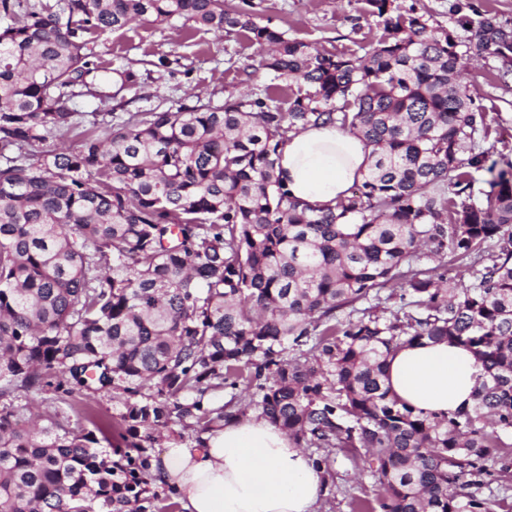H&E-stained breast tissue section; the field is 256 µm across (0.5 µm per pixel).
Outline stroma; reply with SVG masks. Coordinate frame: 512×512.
<instances>
[{
    "label": "stroma",
    "mask_w": 512,
    "mask_h": 512,
    "mask_svg": "<svg viewBox=\"0 0 512 512\" xmlns=\"http://www.w3.org/2000/svg\"><path fill=\"white\" fill-rule=\"evenodd\" d=\"M258 23H271L286 36L336 53L360 56L380 35L365 17L360 0H252ZM102 63L113 68L133 67L138 84L125 90L129 112L176 109L186 98L222 104L232 92L263 87L273 81L259 66L260 52L242 31L218 35L188 29L182 21L134 23L102 35L97 41ZM173 60V68L159 59ZM470 85L477 104L494 118L485 145L497 162L512 161V78L500 80L499 58L489 55ZM327 494L319 512H356L359 500L376 496L379 486L361 461L333 452L326 473Z\"/></svg>",
    "instance_id": "obj_1"
}]
</instances>
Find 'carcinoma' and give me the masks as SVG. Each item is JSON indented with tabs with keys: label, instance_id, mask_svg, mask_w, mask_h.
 <instances>
[{
	"label": "carcinoma",
	"instance_id": "obj_1",
	"mask_svg": "<svg viewBox=\"0 0 512 512\" xmlns=\"http://www.w3.org/2000/svg\"><path fill=\"white\" fill-rule=\"evenodd\" d=\"M362 2L381 35L347 57L224 0H0V512H172L148 449L174 418L194 442L223 427L242 408L208 397L241 385L296 447L376 464L358 512H495L481 489L512 447V162L482 148L494 118L459 81L454 31ZM449 13L471 57L512 75V26ZM172 19L249 33L278 84L78 122L98 35ZM329 124L371 164L314 208L276 164ZM448 257L473 261L471 286L439 272ZM387 288L399 304L364 306ZM425 340L477 356L472 407L430 417L391 395L387 358ZM101 394L121 397L117 420Z\"/></svg>",
	"mask_w": 512,
	"mask_h": 512
}]
</instances>
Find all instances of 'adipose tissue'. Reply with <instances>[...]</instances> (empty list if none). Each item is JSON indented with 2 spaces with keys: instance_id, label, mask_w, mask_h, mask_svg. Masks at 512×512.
I'll return each mask as SVG.
<instances>
[{
  "instance_id": "adipose-tissue-1",
  "label": "adipose tissue",
  "mask_w": 512,
  "mask_h": 512,
  "mask_svg": "<svg viewBox=\"0 0 512 512\" xmlns=\"http://www.w3.org/2000/svg\"><path fill=\"white\" fill-rule=\"evenodd\" d=\"M369 164L362 141L325 125L295 135L278 171L292 196L326 206L344 198ZM481 377L474 354L445 341L405 346L387 360L392 392L432 417L471 406ZM203 439L201 447L167 440L151 468L154 483L171 489L182 512H317L326 493L322 469L266 418L228 420Z\"/></svg>"
}]
</instances>
